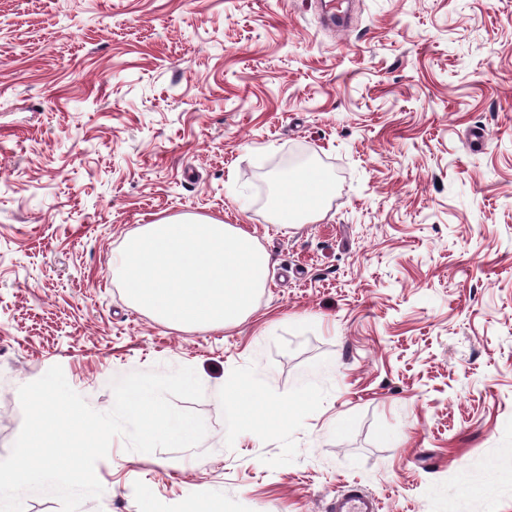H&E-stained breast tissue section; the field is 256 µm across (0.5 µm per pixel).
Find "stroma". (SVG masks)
I'll list each match as a JSON object with an SVG mask.
<instances>
[{
	"mask_svg": "<svg viewBox=\"0 0 512 512\" xmlns=\"http://www.w3.org/2000/svg\"><path fill=\"white\" fill-rule=\"evenodd\" d=\"M0 0V459L18 389L61 366L99 412L113 380L193 367L207 434L114 437L79 512H512V0ZM315 168L324 217L273 199ZM271 256L256 312L177 330L112 273L175 215ZM236 374L290 403L224 426ZM377 500L357 489H349L332 503V512H376Z\"/></svg>",
	"mask_w": 512,
	"mask_h": 512,
	"instance_id": "obj_1",
	"label": "stroma"
}]
</instances>
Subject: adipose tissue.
<instances>
[{
  "label": "adipose tissue",
  "mask_w": 512,
  "mask_h": 512,
  "mask_svg": "<svg viewBox=\"0 0 512 512\" xmlns=\"http://www.w3.org/2000/svg\"><path fill=\"white\" fill-rule=\"evenodd\" d=\"M324 194L325 181L320 171L302 173L282 188L273 201L278 223L288 227L314 219L321 211ZM214 397L223 408L225 426L231 431L247 426L260 434L266 423L288 420L287 407L271 403L258 385L243 378L224 380L216 387Z\"/></svg>",
  "instance_id": "1"
}]
</instances>
